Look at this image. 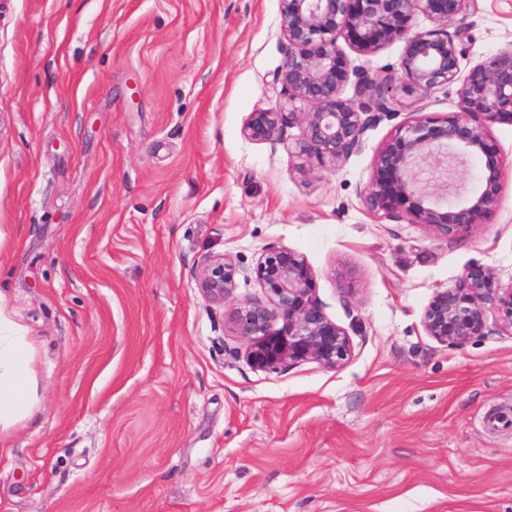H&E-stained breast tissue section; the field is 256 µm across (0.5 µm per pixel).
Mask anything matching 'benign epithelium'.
Segmentation results:
<instances>
[{
	"instance_id": "7a95c632",
	"label": "benign epithelium",
	"mask_w": 512,
	"mask_h": 512,
	"mask_svg": "<svg viewBox=\"0 0 512 512\" xmlns=\"http://www.w3.org/2000/svg\"><path fill=\"white\" fill-rule=\"evenodd\" d=\"M477 0H279L287 46L275 81L288 93L287 106L252 112L243 135L275 146L285 129L301 131L299 153L319 164L333 165L356 150L365 132L390 112L398 92L420 96L446 85L456 88L458 112L429 119L419 112L402 124L376 152L373 173L360 189L365 209L380 218L410 217L434 235L452 239L494 221L500 199L502 161L491 143L490 128L512 121V48L461 70L466 55V18ZM455 22L454 31H418L416 12ZM371 55L401 39L404 82L371 77L351 65L337 40ZM354 83V96L343 95ZM309 106L303 110L299 104ZM461 149L483 158L478 190L450 204L423 178L424 164L439 165L448 150ZM239 268L229 257L216 256L196 273L203 296L216 304L232 294ZM266 294L264 301L239 303L228 321L247 344V358L257 369L278 372L299 362L339 370L352 357L348 331L324 313L317 277L306 258L287 247H269L253 269ZM512 334V287L502 288L483 267L469 268L457 282L437 289L425 307L421 324L439 342L464 346L482 336L488 312Z\"/></svg>"
}]
</instances>
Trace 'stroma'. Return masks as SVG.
Returning a JSON list of instances; mask_svg holds the SVG:
<instances>
[{
	"label": "stroma",
	"mask_w": 512,
	"mask_h": 512,
	"mask_svg": "<svg viewBox=\"0 0 512 512\" xmlns=\"http://www.w3.org/2000/svg\"><path fill=\"white\" fill-rule=\"evenodd\" d=\"M465 65L512 47V0H478ZM278 0H0V314L38 396L0 431V512H512V335L450 346L421 317L469 267L512 286V124L495 223L453 239L377 219L358 191L401 98L338 165L299 128L245 138L284 100ZM403 41L350 53L400 76ZM285 246L353 342L339 370L251 366L226 323ZM243 269L224 304L195 272Z\"/></svg>",
	"instance_id": "stroma-1"
}]
</instances>
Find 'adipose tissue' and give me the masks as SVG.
Segmentation results:
<instances>
[{
  "mask_svg": "<svg viewBox=\"0 0 512 512\" xmlns=\"http://www.w3.org/2000/svg\"><path fill=\"white\" fill-rule=\"evenodd\" d=\"M35 390L25 338L0 335V425L11 426L27 415Z\"/></svg>",
  "mask_w": 512,
  "mask_h": 512,
  "instance_id": "1",
  "label": "adipose tissue"
}]
</instances>
